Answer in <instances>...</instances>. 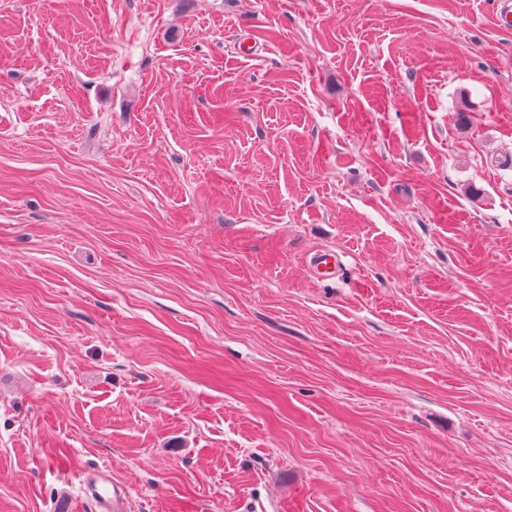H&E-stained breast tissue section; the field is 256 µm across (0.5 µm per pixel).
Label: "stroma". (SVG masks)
I'll return each instance as SVG.
<instances>
[{
  "label": "stroma",
  "mask_w": 512,
  "mask_h": 512,
  "mask_svg": "<svg viewBox=\"0 0 512 512\" xmlns=\"http://www.w3.org/2000/svg\"><path fill=\"white\" fill-rule=\"evenodd\" d=\"M93 467L122 512H512L492 0H0V512Z\"/></svg>",
  "instance_id": "35a3bbf8"
}]
</instances>
